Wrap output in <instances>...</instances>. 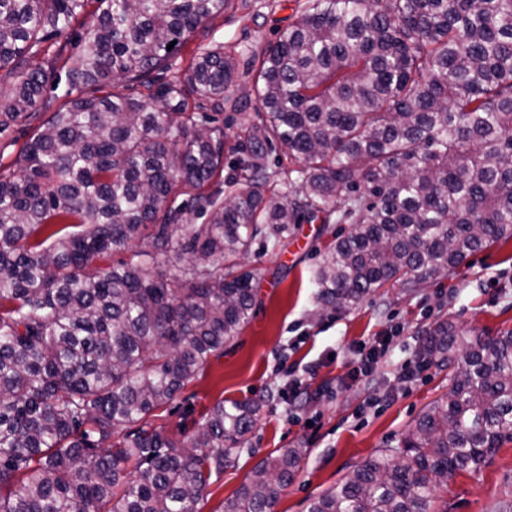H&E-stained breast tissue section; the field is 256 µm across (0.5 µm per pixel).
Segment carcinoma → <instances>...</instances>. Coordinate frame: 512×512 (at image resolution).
Listing matches in <instances>:
<instances>
[{
  "mask_svg": "<svg viewBox=\"0 0 512 512\" xmlns=\"http://www.w3.org/2000/svg\"><path fill=\"white\" fill-rule=\"evenodd\" d=\"M231 7L0 0V132L48 110L47 85L63 98L0 168V512H198L259 407L221 400L182 441L135 424L249 322L254 243L352 225L313 279L342 309L512 240V0H305L253 55L252 97L219 43L177 63ZM50 41L59 69L34 64ZM253 104L226 175L212 113ZM279 146L296 167L275 190ZM115 252L129 256L95 265ZM416 357L451 370L446 396L308 512H430L448 477L512 442V330L438 322ZM303 457L264 460L224 512H272Z\"/></svg>",
  "mask_w": 512,
  "mask_h": 512,
  "instance_id": "carcinoma-1",
  "label": "carcinoma"
}]
</instances>
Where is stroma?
Masks as SVG:
<instances>
[{"label": "stroma", "instance_id": "1", "mask_svg": "<svg viewBox=\"0 0 512 512\" xmlns=\"http://www.w3.org/2000/svg\"><path fill=\"white\" fill-rule=\"evenodd\" d=\"M251 3L250 9L231 8L212 18L211 38H191L179 52L181 65L213 38L235 52L239 85L251 86L249 60L296 21L298 2ZM348 231L345 224L304 223L284 247L253 248L247 262L260 271L255 315L172 404L147 416L148 427L187 439L219 400L259 404L256 425L223 473L211 478L201 512H223L259 463L294 446L305 456L274 512H307L310 500L379 449L396 446L428 405L447 393L449 370L437 363L416 369L409 380L399 376L402 366L414 361L428 328L448 321L471 336L512 329V240L473 253L449 275L411 288H382L349 310L325 309L316 299L313 272L337 236ZM379 336L387 338L388 352L377 363L374 380L351 382L350 350ZM298 383L304 388L300 396L294 391ZM439 496L448 512H498L499 504L512 502V442L478 471L450 477Z\"/></svg>", "mask_w": 512, "mask_h": 512}]
</instances>
